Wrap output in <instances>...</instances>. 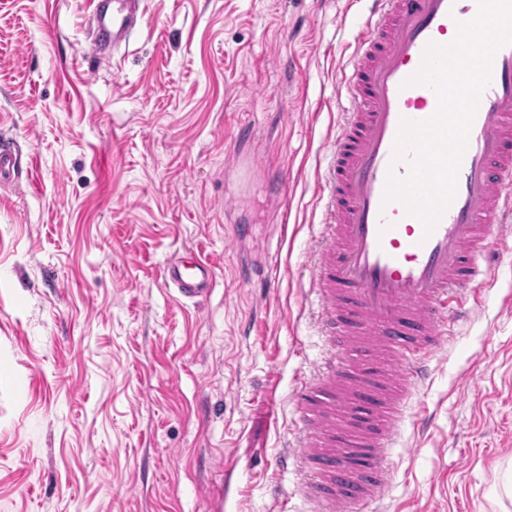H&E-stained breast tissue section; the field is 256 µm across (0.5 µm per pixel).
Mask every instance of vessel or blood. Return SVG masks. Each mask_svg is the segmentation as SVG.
Masks as SVG:
<instances>
[{
	"label": "vessel or blood",
	"mask_w": 512,
	"mask_h": 512,
	"mask_svg": "<svg viewBox=\"0 0 512 512\" xmlns=\"http://www.w3.org/2000/svg\"><path fill=\"white\" fill-rule=\"evenodd\" d=\"M338 85L340 114L322 182L324 221L309 263L316 322L332 348L292 392L295 444L280 459L308 461L310 512H368L389 489L386 463L417 388L433 377L443 339L467 312L468 294L493 270V240L512 233V45L493 61L472 123L451 204L433 232L397 200H386L402 120L438 106L410 84L428 44H446L472 19L477 0H369ZM100 56L140 27L142 0H94ZM211 266L173 260L161 272L181 296L205 291Z\"/></svg>",
	"instance_id": "1"
}]
</instances>
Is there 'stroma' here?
Segmentation results:
<instances>
[{"instance_id": "obj_1", "label": "stroma", "mask_w": 512, "mask_h": 512, "mask_svg": "<svg viewBox=\"0 0 512 512\" xmlns=\"http://www.w3.org/2000/svg\"><path fill=\"white\" fill-rule=\"evenodd\" d=\"M92 11L0 0V141L35 168L0 180V512H309L276 461L329 351L306 260L367 0H145L109 60ZM196 254L179 298L160 270ZM490 258L377 512H512V241ZM184 261L171 260L163 268L161 278L168 286H174L178 289L181 296L195 297L204 293L207 288L211 275V266L204 260L195 263L192 272Z\"/></svg>"}]
</instances>
